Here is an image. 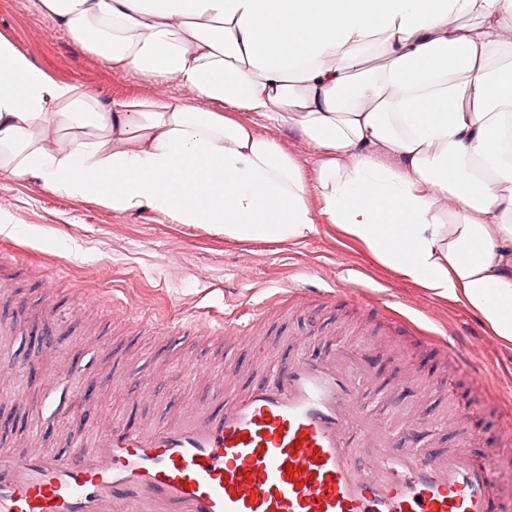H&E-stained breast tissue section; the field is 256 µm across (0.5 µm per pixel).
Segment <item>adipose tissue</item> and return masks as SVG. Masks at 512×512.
<instances>
[{"mask_svg": "<svg viewBox=\"0 0 512 512\" xmlns=\"http://www.w3.org/2000/svg\"><path fill=\"white\" fill-rule=\"evenodd\" d=\"M39 3L116 72L208 106L106 102L0 38V172L231 239L326 220L512 345V0ZM233 110L309 143L312 176Z\"/></svg>", "mask_w": 512, "mask_h": 512, "instance_id": "obj_1", "label": "adipose tissue"}]
</instances>
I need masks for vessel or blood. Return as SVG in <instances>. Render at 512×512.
Here are the masks:
<instances>
[{"label":"vessel or blood","instance_id":"obj_1","mask_svg":"<svg viewBox=\"0 0 512 512\" xmlns=\"http://www.w3.org/2000/svg\"><path fill=\"white\" fill-rule=\"evenodd\" d=\"M374 353L266 361L212 404L161 424L74 428L61 452L0 453V512H495L491 463L434 451L416 413L382 427L360 400Z\"/></svg>","mask_w":512,"mask_h":512}]
</instances>
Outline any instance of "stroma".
Segmentation results:
<instances>
[{
  "label": "stroma",
  "mask_w": 512,
  "mask_h": 512,
  "mask_svg": "<svg viewBox=\"0 0 512 512\" xmlns=\"http://www.w3.org/2000/svg\"><path fill=\"white\" fill-rule=\"evenodd\" d=\"M0 36L52 78L79 85L104 100L181 99L207 108V101L175 80L155 82L133 73H115L100 56L42 14L37 0H0ZM236 120L276 139L311 172L316 151L299 136L251 112ZM0 211L14 224L0 233V318L18 324L0 338V448L40 446L64 450L74 424L96 429L95 415L144 424L166 421L180 411L207 405L211 394L202 372L215 357L224 358L243 385L255 375V347L270 359L355 345L378 354L383 379L436 374L444 386L415 400L401 392L377 399V417L391 424L393 414L418 410L434 419L452 405L465 407L470 451L491 455L496 483H512V426L504 413L512 401V348L485 331L477 315L463 306L430 296L380 265L336 225L319 221L317 234L294 241L249 242L225 239L206 229L174 224L156 212H112L94 201L55 193L36 181L0 173ZM290 288L325 289L318 305L289 311ZM54 299L57 332L63 341H36L42 319L37 307ZM280 310L255 336L246 312L269 300ZM174 323L198 312L237 320L235 343L216 348L205 335L163 337L131 331L111 310ZM421 329L396 333L393 314ZM459 338L471 356L457 364L428 333ZM37 365L30 376L29 365ZM80 370L96 389L67 396L52 376ZM196 372L198 383L185 374Z\"/></svg>",
  "instance_id": "1"
}]
</instances>
